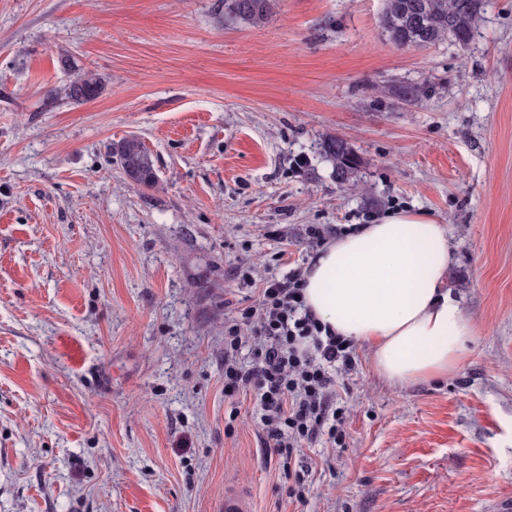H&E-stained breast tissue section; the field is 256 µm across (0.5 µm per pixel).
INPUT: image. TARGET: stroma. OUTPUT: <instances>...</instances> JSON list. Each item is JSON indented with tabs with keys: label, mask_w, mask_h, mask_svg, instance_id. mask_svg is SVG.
<instances>
[{
	"label": "stroma",
	"mask_w": 512,
	"mask_h": 512,
	"mask_svg": "<svg viewBox=\"0 0 512 512\" xmlns=\"http://www.w3.org/2000/svg\"><path fill=\"white\" fill-rule=\"evenodd\" d=\"M0 0V512H512V0L473 40L399 49L384 0ZM92 101H45L73 78ZM414 85L416 98L402 99ZM134 135L160 183L110 155ZM362 166L338 185L319 152ZM396 209L447 225L448 290L479 327L435 384L388 385L357 347L343 446L289 498L224 395V320L259 282ZM272 0H224V21L259 25L267 18ZM61 64L63 68L78 70V73L63 91H50V98H57L58 94H64L65 99L75 104H83L99 95L102 89V81L98 74L88 70L80 71V69H77V65L71 62L70 58L62 59ZM320 150L325 159L332 162L336 182L346 185L357 175L361 159L354 148L345 140L329 136L320 143Z\"/></svg>",
	"instance_id": "1"
}]
</instances>
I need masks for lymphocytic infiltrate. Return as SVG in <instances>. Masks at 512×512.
Here are the masks:
<instances>
[{
  "mask_svg": "<svg viewBox=\"0 0 512 512\" xmlns=\"http://www.w3.org/2000/svg\"><path fill=\"white\" fill-rule=\"evenodd\" d=\"M303 288L298 268L268 279L258 305L241 309L224 328V393L254 391L263 445L288 477L303 444L323 434L344 444L346 412L333 402L336 374L356 364L352 341L315 318ZM248 342L253 357L244 364L238 353Z\"/></svg>",
  "mask_w": 512,
  "mask_h": 512,
  "instance_id": "lymphocytic-infiltrate-1",
  "label": "lymphocytic infiltrate"
}]
</instances>
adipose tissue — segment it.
<instances>
[{
	"label": "adipose tissue",
	"mask_w": 512,
	"mask_h": 512,
	"mask_svg": "<svg viewBox=\"0 0 512 512\" xmlns=\"http://www.w3.org/2000/svg\"><path fill=\"white\" fill-rule=\"evenodd\" d=\"M446 225L391 211L325 242L305 273L306 306L335 333L366 345L376 372L403 387L454 374L472 320L449 297Z\"/></svg>",
	"instance_id": "obj_1"
}]
</instances>
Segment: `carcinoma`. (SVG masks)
Segmentation results:
<instances>
[{
	"instance_id": "obj_1",
	"label": "carcinoma",
	"mask_w": 512,
	"mask_h": 512,
	"mask_svg": "<svg viewBox=\"0 0 512 512\" xmlns=\"http://www.w3.org/2000/svg\"><path fill=\"white\" fill-rule=\"evenodd\" d=\"M272 0H224V21H245L253 25L264 22L271 10ZM482 0H385L382 16L388 40L399 49L433 46L445 41L468 44L474 36L475 23ZM62 67L76 71V76L62 92L65 99L83 104L96 98L102 81L92 71H77V65L65 58ZM51 91L50 98L60 94ZM325 159L332 162L336 182L346 185L357 175L361 159L345 140L329 136L320 143ZM111 155L116 158L123 174L131 181L153 188L159 181L151 153L136 136L112 144Z\"/></svg>"
}]
</instances>
